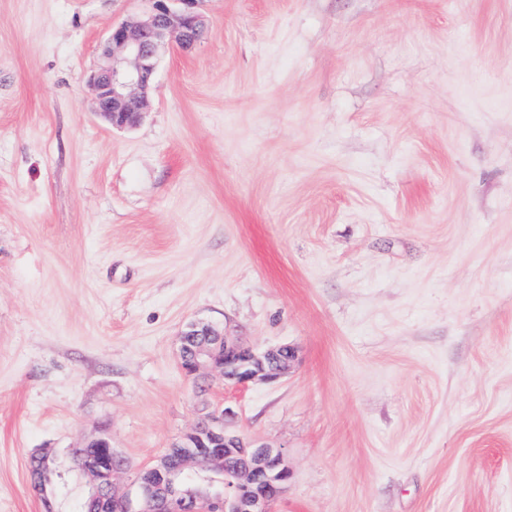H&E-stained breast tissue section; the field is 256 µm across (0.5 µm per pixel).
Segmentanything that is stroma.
<instances>
[{
    "instance_id": "35a3bbf8",
    "label": "stroma",
    "mask_w": 512,
    "mask_h": 512,
    "mask_svg": "<svg viewBox=\"0 0 512 512\" xmlns=\"http://www.w3.org/2000/svg\"><path fill=\"white\" fill-rule=\"evenodd\" d=\"M140 0H0V512L107 432L118 492L206 408L286 449L273 512H512V0H201L150 108L88 83ZM288 344L189 379L190 321ZM220 335H224V364L219 372L224 382L234 385L272 382L284 375L296 358L295 349L288 345L262 351L245 347L226 325ZM32 456L40 461L42 465L49 464L54 461V456L48 449H39L32 454ZM40 463L35 461H29V471L38 480V484L42 491L45 492L48 497L52 491L54 476L57 472L56 460L51 463L48 468L43 467Z\"/></svg>"
}]
</instances>
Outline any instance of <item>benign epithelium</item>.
Here are the masks:
<instances>
[{
    "label": "benign epithelium",
    "instance_id": "1",
    "mask_svg": "<svg viewBox=\"0 0 512 512\" xmlns=\"http://www.w3.org/2000/svg\"><path fill=\"white\" fill-rule=\"evenodd\" d=\"M143 2L148 7L135 21L112 27L103 44L105 62L88 79L95 112L116 129L135 126L147 112L148 90L160 48L168 44L191 51L204 26L199 0ZM210 331L211 324L204 321L189 323L179 336V361H184L185 337ZM222 335L224 364L219 372L224 381L234 385L275 381L296 358L295 349L288 345L259 351L242 345L227 328L222 329ZM227 414L223 408L209 412L173 444L182 449L198 482L206 484L208 491H197L177 470L164 469L159 462L141 469L139 476L157 474L167 485V497L159 503L147 494L134 507L128 498L118 497L112 490V475L120 468L114 463L96 496L112 500L120 512H208L207 506L213 501L220 503L222 512H271L272 503L292 476L288 456L281 448L255 446L228 432Z\"/></svg>",
    "mask_w": 512,
    "mask_h": 512
}]
</instances>
